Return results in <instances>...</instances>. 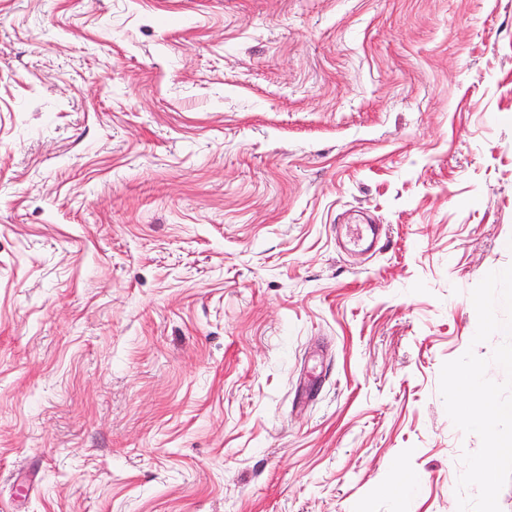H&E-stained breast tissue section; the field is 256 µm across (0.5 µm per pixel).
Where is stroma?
<instances>
[{"mask_svg":"<svg viewBox=\"0 0 512 512\" xmlns=\"http://www.w3.org/2000/svg\"><path fill=\"white\" fill-rule=\"evenodd\" d=\"M510 265L512 0H0V512H457ZM346 227V243L353 248H358L366 243L369 246L379 245V249L383 247V235L382 228L378 224L370 223H348L344 225Z\"/></svg>","mask_w":512,"mask_h":512,"instance_id":"obj_1","label":"stroma"}]
</instances>
